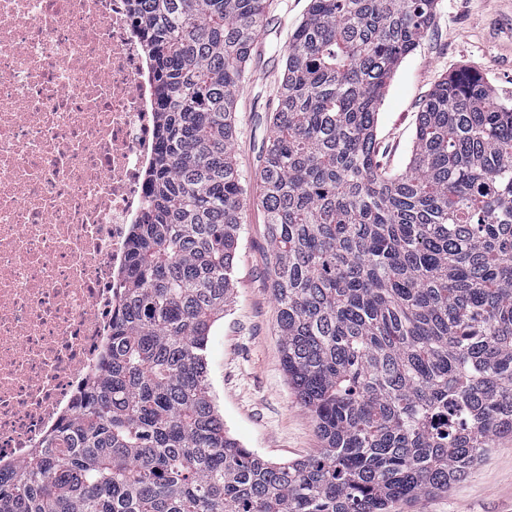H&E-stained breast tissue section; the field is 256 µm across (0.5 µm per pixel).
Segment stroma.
<instances>
[{
  "label": "stroma",
  "mask_w": 512,
  "mask_h": 512,
  "mask_svg": "<svg viewBox=\"0 0 512 512\" xmlns=\"http://www.w3.org/2000/svg\"><path fill=\"white\" fill-rule=\"evenodd\" d=\"M307 5L308 0H270L237 93L233 157L249 197L232 299L212 328L207 350L211 393L227 429L273 462L305 458L321 446L315 423L297 403L281 366L276 303L266 287L272 250L253 181L271 135L269 115L277 105L288 35ZM465 67L512 98V0H438L433 24L397 68L380 106L377 138L388 168L408 163L424 97L446 74ZM404 512H512V438L500 441L448 492L418 499Z\"/></svg>",
  "instance_id": "1"
}]
</instances>
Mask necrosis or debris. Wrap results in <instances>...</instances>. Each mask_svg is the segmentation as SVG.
<instances>
[{
    "instance_id": "4bbe7bcc",
    "label": "necrosis or debris",
    "mask_w": 512,
    "mask_h": 512,
    "mask_svg": "<svg viewBox=\"0 0 512 512\" xmlns=\"http://www.w3.org/2000/svg\"><path fill=\"white\" fill-rule=\"evenodd\" d=\"M155 85L126 0H0V468L69 418L111 340Z\"/></svg>"
}]
</instances>
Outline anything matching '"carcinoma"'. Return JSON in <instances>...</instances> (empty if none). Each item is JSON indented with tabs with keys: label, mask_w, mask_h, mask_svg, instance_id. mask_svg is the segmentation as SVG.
Returning <instances> with one entry per match:
<instances>
[{
	"label": "carcinoma",
	"mask_w": 512,
	"mask_h": 512,
	"mask_svg": "<svg viewBox=\"0 0 512 512\" xmlns=\"http://www.w3.org/2000/svg\"><path fill=\"white\" fill-rule=\"evenodd\" d=\"M160 125L112 346L0 512H397L512 437V102L478 71L423 101L404 169L385 89L437 0H309L257 172L282 368L322 448L270 462L207 376L247 185L236 92L269 0H129Z\"/></svg>",
	"instance_id": "cac0c4a2"
}]
</instances>
